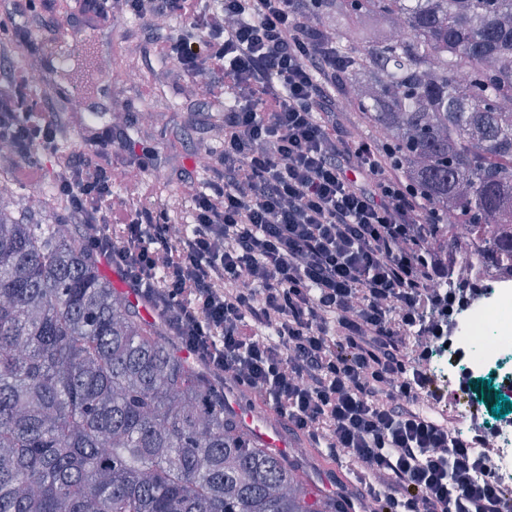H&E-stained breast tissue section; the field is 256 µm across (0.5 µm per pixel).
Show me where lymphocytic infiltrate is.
Masks as SVG:
<instances>
[{
    "label": "lymphocytic infiltrate",
    "instance_id": "obj_1",
    "mask_svg": "<svg viewBox=\"0 0 512 512\" xmlns=\"http://www.w3.org/2000/svg\"><path fill=\"white\" fill-rule=\"evenodd\" d=\"M98 20L132 16L125 42L194 88L209 176L182 217L111 202L113 175L147 197L150 151L126 128L74 140L72 113L15 58L55 29L49 0L0 18V170L44 180L60 219L150 307L167 335L249 406L356 469L352 498L376 512H502L504 492L470 439L423 411L442 401L424 368L465 297L447 287L440 217L389 145L355 134L336 43L309 17L321 0H80ZM185 223L180 234L172 226Z\"/></svg>",
    "mask_w": 512,
    "mask_h": 512
}]
</instances>
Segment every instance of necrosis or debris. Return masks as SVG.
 I'll list each match as a JSON object with an SVG mask.
<instances>
[{"mask_svg": "<svg viewBox=\"0 0 512 512\" xmlns=\"http://www.w3.org/2000/svg\"><path fill=\"white\" fill-rule=\"evenodd\" d=\"M452 287L477 286L482 297L459 312L448 345H437L430 378L449 395V405L431 404L436 420H452L454 427L480 421L479 407L461 398L464 379L492 374L512 377V269L484 257L481 244L458 259L450 273ZM487 447L500 484L512 487V421L499 420L489 426Z\"/></svg>", "mask_w": 512, "mask_h": 512, "instance_id": "obj_1", "label": "necrosis or debris"}]
</instances>
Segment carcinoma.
<instances>
[{
  "label": "carcinoma",
  "mask_w": 512,
  "mask_h": 512,
  "mask_svg": "<svg viewBox=\"0 0 512 512\" xmlns=\"http://www.w3.org/2000/svg\"><path fill=\"white\" fill-rule=\"evenodd\" d=\"M342 89L409 181L512 265V0H324ZM0 512H336L151 333L73 224L0 210Z\"/></svg>",
  "instance_id": "1"
}]
</instances>
